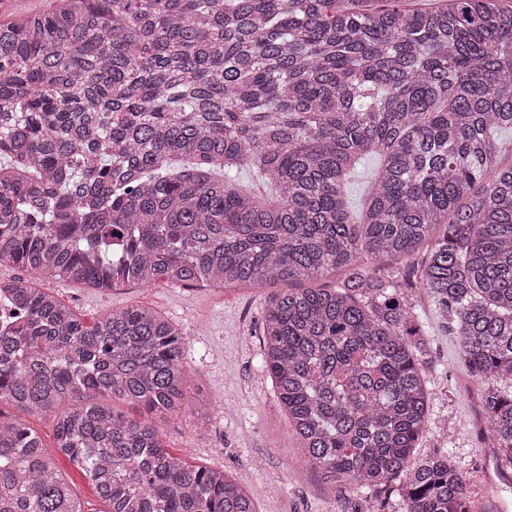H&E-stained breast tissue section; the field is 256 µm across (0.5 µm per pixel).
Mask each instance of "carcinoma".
<instances>
[{
    "label": "carcinoma",
    "instance_id": "cac0c4a2",
    "mask_svg": "<svg viewBox=\"0 0 512 512\" xmlns=\"http://www.w3.org/2000/svg\"><path fill=\"white\" fill-rule=\"evenodd\" d=\"M369 2L64 0L1 22L0 265L100 290L272 289L264 363L301 456L362 493L400 480L405 512H469L447 453L411 464L432 396L405 293L452 317L512 465V165L496 143L512 131V5ZM368 156L381 168L355 217ZM330 271L345 277L303 287ZM184 346L150 308L88 326L0 280V402L55 430L52 451L0 419V512H84L58 452L109 512H257L163 445L188 402Z\"/></svg>",
    "mask_w": 512,
    "mask_h": 512
}]
</instances>
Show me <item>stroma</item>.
<instances>
[{"instance_id":"35a3bbf8","label":"stroma","mask_w":512,"mask_h":512,"mask_svg":"<svg viewBox=\"0 0 512 512\" xmlns=\"http://www.w3.org/2000/svg\"><path fill=\"white\" fill-rule=\"evenodd\" d=\"M86 324L106 312L140 305L161 312L182 329L191 401L160 425L165 448L194 466L228 472L249 490L257 512H403L391 496L381 503L346 482L324 481L300 457L297 439L262 363L259 333L270 293L230 284L184 288L166 282L101 291L74 282L33 278ZM426 330V381L435 404L419 455L450 451L470 503L512 512V468L499 461L481 417L484 384L466 370L457 339L428 295L407 294Z\"/></svg>"}]
</instances>
